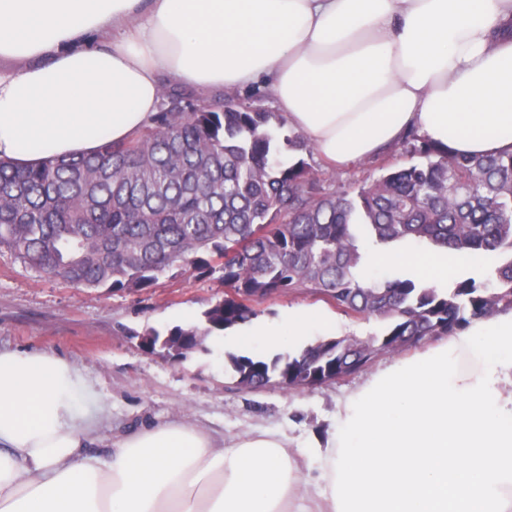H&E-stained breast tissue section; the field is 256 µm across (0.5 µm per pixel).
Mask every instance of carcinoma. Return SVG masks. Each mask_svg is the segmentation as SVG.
I'll use <instances>...</instances> for the list:
<instances>
[{"mask_svg": "<svg viewBox=\"0 0 512 512\" xmlns=\"http://www.w3.org/2000/svg\"><path fill=\"white\" fill-rule=\"evenodd\" d=\"M169 112L125 143L88 156L20 168L0 159V248L30 269L85 288L142 290L176 267L209 270L224 287L258 298L303 290L347 312L385 322V333L319 340L269 362L230 356L239 385L324 383L349 377L383 353L512 309V153L459 155L416 131L399 143L410 163L378 165L335 188L312 163L305 135L234 91L218 108ZM288 163L276 159L281 151ZM426 241L497 259L488 274L451 289L410 279L366 286L357 240ZM236 297L203 312L207 328L176 326L152 345L184 355L213 330L247 322Z\"/></svg>", "mask_w": 512, "mask_h": 512, "instance_id": "obj_1", "label": "carcinoma"}]
</instances>
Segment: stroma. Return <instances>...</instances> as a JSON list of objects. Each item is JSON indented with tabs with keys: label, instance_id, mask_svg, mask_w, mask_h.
I'll use <instances>...</instances> for the list:
<instances>
[{
	"label": "stroma",
	"instance_id": "35a3bbf8",
	"mask_svg": "<svg viewBox=\"0 0 512 512\" xmlns=\"http://www.w3.org/2000/svg\"><path fill=\"white\" fill-rule=\"evenodd\" d=\"M225 295L221 271L172 269L140 291L76 288L27 268L17 256L0 250V348L48 350L78 367L92 381L108 419L97 433L98 447L113 435L144 424L184 419L233 437L263 427L302 440L325 435L340 400L374 372L440 344L428 337L404 353L382 355L348 378L312 387L270 384L260 390L237 386L228 353L212 343L182 358L164 349L149 352L141 337L167 334L180 326H203V313ZM304 306L336 320L337 336L382 334L376 318L354 314L301 292L279 293L254 305L255 318L272 322L287 308Z\"/></svg>",
	"mask_w": 512,
	"mask_h": 512
}]
</instances>
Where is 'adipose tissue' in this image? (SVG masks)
<instances>
[{"label": "adipose tissue", "mask_w": 512, "mask_h": 512, "mask_svg": "<svg viewBox=\"0 0 512 512\" xmlns=\"http://www.w3.org/2000/svg\"><path fill=\"white\" fill-rule=\"evenodd\" d=\"M260 81L335 165L412 129L512 152V0H0V158L19 167L129 140L161 84ZM359 248L369 285L444 288L475 264L417 241ZM335 328L295 307L212 341L301 349ZM104 418L81 369L0 351V512H512V310L372 375L298 455L280 430L226 441L182 420L89 452Z\"/></svg>", "instance_id": "adipose-tissue-1"}]
</instances>
